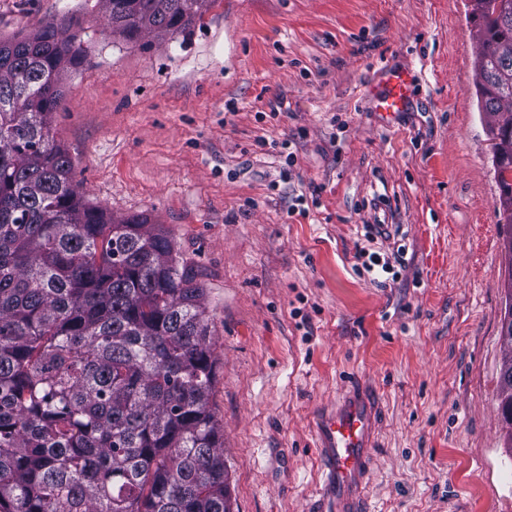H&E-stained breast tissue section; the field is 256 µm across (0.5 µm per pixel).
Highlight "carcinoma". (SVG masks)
<instances>
[{"label": "carcinoma", "mask_w": 512, "mask_h": 512, "mask_svg": "<svg viewBox=\"0 0 512 512\" xmlns=\"http://www.w3.org/2000/svg\"><path fill=\"white\" fill-rule=\"evenodd\" d=\"M212 0H103L135 42ZM479 110L512 170V12L479 0ZM85 52L52 23L0 37V512H231L206 289L167 232L85 199L53 114Z\"/></svg>", "instance_id": "obj_1"}]
</instances>
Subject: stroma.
<instances>
[{"label":"stroma","instance_id":"35a3bbf8","mask_svg":"<svg viewBox=\"0 0 512 512\" xmlns=\"http://www.w3.org/2000/svg\"><path fill=\"white\" fill-rule=\"evenodd\" d=\"M469 11L213 0L185 32L131 43L101 0H0V37L76 25L87 58L54 132L79 188L163 225L206 290L231 512H313V418L358 382L383 405L368 512H512L498 399L512 257ZM385 59L424 78L391 118L366 104ZM364 244L400 264L359 272Z\"/></svg>","mask_w":512,"mask_h":512}]
</instances>
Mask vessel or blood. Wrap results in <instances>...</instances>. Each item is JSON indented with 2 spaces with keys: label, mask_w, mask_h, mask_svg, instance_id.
<instances>
[{
  "label": "vessel or blood",
  "mask_w": 512,
  "mask_h": 512,
  "mask_svg": "<svg viewBox=\"0 0 512 512\" xmlns=\"http://www.w3.org/2000/svg\"><path fill=\"white\" fill-rule=\"evenodd\" d=\"M378 81L369 91L375 111H407L419 77L412 67L382 63ZM380 406L358 383L336 407L321 413L315 426V446L322 463L319 512H362L363 485L369 450L377 430Z\"/></svg>",
  "instance_id": "1"
}]
</instances>
